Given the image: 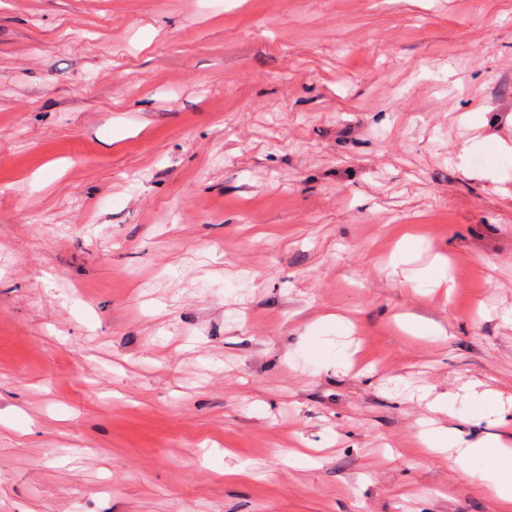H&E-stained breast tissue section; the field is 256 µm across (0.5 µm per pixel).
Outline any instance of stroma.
I'll list each match as a JSON object with an SVG mask.
<instances>
[{
  "label": "stroma",
  "instance_id": "obj_1",
  "mask_svg": "<svg viewBox=\"0 0 512 512\" xmlns=\"http://www.w3.org/2000/svg\"><path fill=\"white\" fill-rule=\"evenodd\" d=\"M429 428L512 434V0H0V512H504Z\"/></svg>",
  "mask_w": 512,
  "mask_h": 512
}]
</instances>
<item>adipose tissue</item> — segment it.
Listing matches in <instances>:
<instances>
[{"label":"adipose tissue","mask_w":512,"mask_h":512,"mask_svg":"<svg viewBox=\"0 0 512 512\" xmlns=\"http://www.w3.org/2000/svg\"><path fill=\"white\" fill-rule=\"evenodd\" d=\"M458 454L463 458L484 462V469L475 472V479L488 493L503 502H512L511 442L498 439L479 446L459 449Z\"/></svg>","instance_id":"1"}]
</instances>
